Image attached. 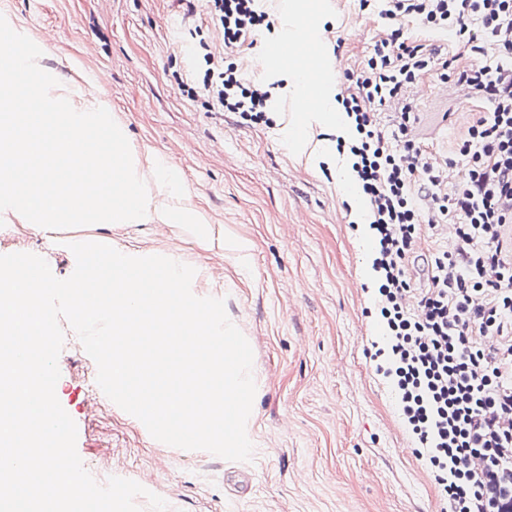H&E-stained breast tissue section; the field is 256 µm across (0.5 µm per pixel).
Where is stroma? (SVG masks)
<instances>
[{"mask_svg":"<svg viewBox=\"0 0 512 512\" xmlns=\"http://www.w3.org/2000/svg\"><path fill=\"white\" fill-rule=\"evenodd\" d=\"M273 29L245 52L246 77L275 83L270 124L214 112L183 87L191 58L173 52L200 42L221 46L205 13L185 17L173 0H0V15L43 47L39 66L72 91L97 85L100 100L133 150L162 155L178 172L184 206L203 211L214 245L205 249L181 227L94 224L33 232L0 213V255L40 254L68 278L69 240L111 238L136 256L180 254L196 274V296L225 298L229 319L253 350L256 383L247 434L251 461L231 462L155 440L141 421L93 393L97 366L66 331L57 398L75 421L77 452L99 483L143 481L168 512H443L445 503L377 369L381 328L368 227L355 223L336 182V128L312 123L304 152L283 140L303 124L275 66L258 69L267 44L287 24L276 0ZM318 24L338 45L335 83L367 60L381 30L358 0H325ZM415 97L416 137L442 162L480 99L460 103V89L436 72ZM243 240L246 258L225 249ZM250 475L246 494L235 480Z\"/></svg>","mask_w":512,"mask_h":512,"instance_id":"stroma-1","label":"stroma"}]
</instances>
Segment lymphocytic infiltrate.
Listing matches in <instances>:
<instances>
[{"label": "lymphocytic infiltrate", "mask_w": 512, "mask_h": 512, "mask_svg": "<svg viewBox=\"0 0 512 512\" xmlns=\"http://www.w3.org/2000/svg\"><path fill=\"white\" fill-rule=\"evenodd\" d=\"M204 10L237 52L271 26L261 0H177ZM385 25L366 63L338 93L352 124L337 137L369 208L376 309L398 409L448 512H512V0H381ZM448 34L478 61L465 69L440 48L407 40L403 20ZM209 108L267 122L270 86L242 62L205 53ZM485 100L439 164L411 135L408 88L431 70ZM395 105L392 134L377 107ZM465 170L457 181L448 172ZM450 224L454 250L433 255L430 285L414 290L409 263L423 232Z\"/></svg>", "instance_id": "f902f5d3"}]
</instances>
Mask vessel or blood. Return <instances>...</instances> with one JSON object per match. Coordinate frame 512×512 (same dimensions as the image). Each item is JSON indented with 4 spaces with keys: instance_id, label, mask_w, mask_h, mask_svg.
<instances>
[{
    "instance_id": "vessel-or-blood-1",
    "label": "vessel or blood",
    "mask_w": 512,
    "mask_h": 512,
    "mask_svg": "<svg viewBox=\"0 0 512 512\" xmlns=\"http://www.w3.org/2000/svg\"><path fill=\"white\" fill-rule=\"evenodd\" d=\"M289 52L310 63L309 92L305 98L298 101L297 108L302 112L311 111L318 103L323 88L335 71L334 65L326 58L323 39L316 20L310 19L295 27L289 42L272 43L266 48L267 56L278 61Z\"/></svg>"
}]
</instances>
